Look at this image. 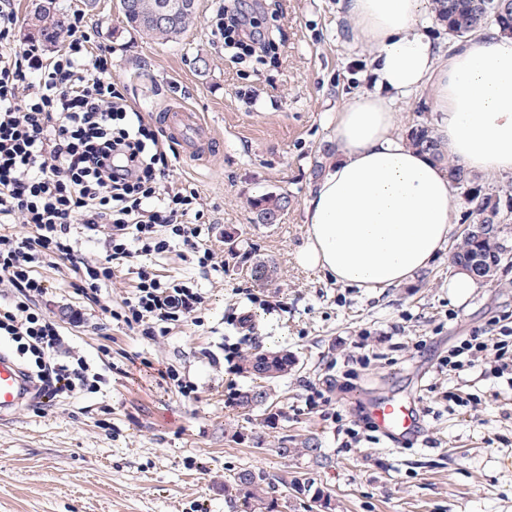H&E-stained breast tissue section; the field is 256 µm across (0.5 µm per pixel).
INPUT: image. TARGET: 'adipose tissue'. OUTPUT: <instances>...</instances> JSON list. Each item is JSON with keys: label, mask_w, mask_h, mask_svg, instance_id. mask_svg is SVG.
Instances as JSON below:
<instances>
[{"label": "adipose tissue", "mask_w": 512, "mask_h": 512, "mask_svg": "<svg viewBox=\"0 0 512 512\" xmlns=\"http://www.w3.org/2000/svg\"><path fill=\"white\" fill-rule=\"evenodd\" d=\"M420 0H345L373 51L374 89L336 114V156L311 186L301 265L344 286L409 282L448 244L455 208L448 174L407 146L397 96L429 89L434 133L466 169L512 174V37L470 36L447 56L418 21Z\"/></svg>", "instance_id": "1"}]
</instances>
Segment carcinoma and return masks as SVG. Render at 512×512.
Segmentation results:
<instances>
[{"label": "carcinoma", "instance_id": "carcinoma-1", "mask_svg": "<svg viewBox=\"0 0 512 512\" xmlns=\"http://www.w3.org/2000/svg\"><path fill=\"white\" fill-rule=\"evenodd\" d=\"M162 0H127L123 14L128 24L137 32L157 40L178 41L188 31L196 18V0H183L184 11L170 16L162 23H157L155 14ZM487 0H431V10L435 19L448 29V33L464 37L475 32L495 27L504 34L512 35V9L498 15L488 23L484 19V6ZM34 20L31 24L29 37L52 44L68 31V15L56 7V0H39L30 15ZM407 144L422 152L448 170V178L454 190L458 191L469 206V215L474 220L487 208L491 200H496V207H501L500 195L482 187L477 176L449 158L444 146L435 137L433 128L424 120H416L406 131ZM291 197L284 193H267L253 202L257 220L261 224L269 220L278 211L289 206ZM482 264L496 272L506 265H512V250L501 243L492 247L480 239L461 235L454 244L449 256V267L464 268L473 263ZM250 277L263 285H269L277 278L275 265L265 259L256 258L249 265ZM296 365L295 357L286 350L271 351L267 357L260 352H251L241 358L239 370L253 379V384L238 393L235 406L245 415L257 409L268 410L273 405V394L270 383L288 374ZM279 456L285 461H293L298 457H321V449L314 439L309 438L299 448L282 447ZM291 498L295 501L305 497L308 508L313 510H334L332 499L320 489H312L309 485L293 483L290 485ZM224 497L239 503L240 512H281L286 503L275 495L273 487L266 475L251 468H242L224 481Z\"/></svg>", "mask_w": 512, "mask_h": 512}]
</instances>
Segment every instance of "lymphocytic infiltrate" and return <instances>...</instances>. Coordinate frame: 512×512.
Instances as JSON below:
<instances>
[{
	"mask_svg": "<svg viewBox=\"0 0 512 512\" xmlns=\"http://www.w3.org/2000/svg\"><path fill=\"white\" fill-rule=\"evenodd\" d=\"M20 18L12 0H0V222L22 219L32 236L0 234V280L15 289L0 306V343L15 344L43 396L53 398L95 387L90 365L63 355L59 324L32 305L47 292L37 269L50 259L82 275L81 294L98 301L116 272L136 276L131 297L115 316L152 336L187 321L205 296L185 282L164 281L137 257L161 253L178 241L212 265L197 225L185 218L197 204L189 186L162 188L172 163L153 129L112 80V60L92 50L81 16L69 22L63 49L45 57L34 42L16 39ZM217 29L225 45L268 52L274 45L243 0H225ZM111 225L105 254L90 263L73 246L76 228ZM166 226L169 239L159 238ZM487 358L489 373L512 376V328H476L460 337L442 361L459 374Z\"/></svg>",
	"mask_w": 512,
	"mask_h": 512,
	"instance_id": "obj_1",
	"label": "lymphocytic infiltrate"
}]
</instances>
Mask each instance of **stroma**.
I'll use <instances>...</instances> for the list:
<instances>
[{
    "label": "stroma",
    "mask_w": 512,
    "mask_h": 512,
    "mask_svg": "<svg viewBox=\"0 0 512 512\" xmlns=\"http://www.w3.org/2000/svg\"><path fill=\"white\" fill-rule=\"evenodd\" d=\"M342 0H254L279 49L239 55L218 33L220 0H197V17L175 43L130 29L120 0H57L83 15L114 63L113 79L144 118L184 104L199 112L212 146L180 153L174 184L194 188L201 238L216 268H202L182 245L141 262L206 297L197 320L142 335L103 314L122 310L133 277L119 272L99 303L78 290L61 262L38 273L48 292L39 308L57 319L66 350L105 376L75 398H28L0 418V512H237L224 478L243 467L283 489L308 481L330 493L335 512H512V383L480 368L455 376L440 363L458 337L512 313V267L478 284L462 303L448 297L447 253L413 281L384 292L336 284L302 267L311 172L334 145L336 114L372 90L371 49L360 42ZM292 198L277 224H260L251 206L265 193ZM273 260L279 277L257 285L243 257ZM283 300L282 311L260 301ZM255 323L242 352L285 348L296 367L275 385L274 425L248 422L232 402L250 380L224 359L240 341L237 316ZM369 358L350 388H327L342 361ZM172 367L196 389L183 398L157 370ZM325 400L307 401L314 391ZM455 392L463 405L449 403ZM407 398L423 423L413 444L343 431L367 403ZM315 438L320 462L283 463L278 446Z\"/></svg>",
    "instance_id": "obj_1"
}]
</instances>
